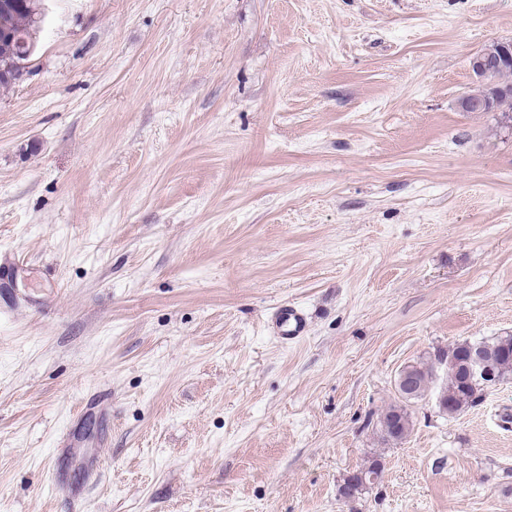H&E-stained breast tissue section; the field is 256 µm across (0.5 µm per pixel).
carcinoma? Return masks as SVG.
Listing matches in <instances>:
<instances>
[{
	"mask_svg": "<svg viewBox=\"0 0 512 512\" xmlns=\"http://www.w3.org/2000/svg\"><path fill=\"white\" fill-rule=\"evenodd\" d=\"M39 20L36 0H0V87L17 84L19 74L27 69L34 53L33 35ZM472 347L494 355L495 370L501 380L512 379V335L474 342L470 346L455 343L444 350L440 349L412 365L413 395L399 399L378 418L376 429L382 440L393 443L403 441L413 425L410 403L430 392L446 393L450 418L480 402L485 387L462 382L457 370L458 362ZM440 369L445 372L443 378L438 374Z\"/></svg>",
	"mask_w": 512,
	"mask_h": 512,
	"instance_id": "obj_1",
	"label": "carcinoma"
}]
</instances>
